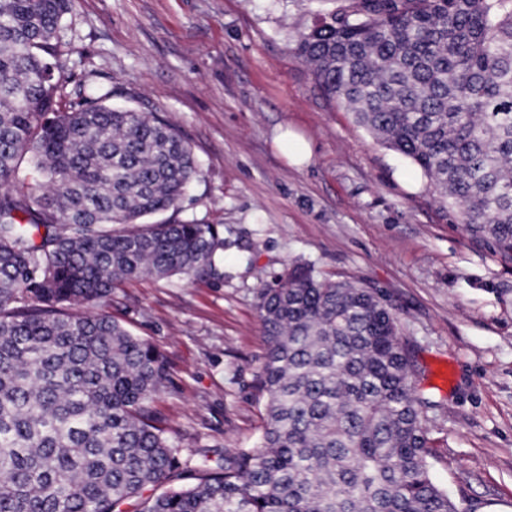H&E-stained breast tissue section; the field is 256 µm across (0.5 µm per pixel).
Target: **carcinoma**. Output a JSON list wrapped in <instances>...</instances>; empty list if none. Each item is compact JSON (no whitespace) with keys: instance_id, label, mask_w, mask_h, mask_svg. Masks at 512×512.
Instances as JSON below:
<instances>
[{"instance_id":"1","label":"carcinoma","mask_w":512,"mask_h":512,"mask_svg":"<svg viewBox=\"0 0 512 512\" xmlns=\"http://www.w3.org/2000/svg\"><path fill=\"white\" fill-rule=\"evenodd\" d=\"M70 2L0 0V512H457L397 319L309 262L257 292L258 445L169 443L149 407L165 358L79 306L129 279L223 277L224 230L140 224L187 195L192 147L110 90L65 91ZM322 2L339 6L296 45L316 83L512 263V0Z\"/></svg>"}]
</instances>
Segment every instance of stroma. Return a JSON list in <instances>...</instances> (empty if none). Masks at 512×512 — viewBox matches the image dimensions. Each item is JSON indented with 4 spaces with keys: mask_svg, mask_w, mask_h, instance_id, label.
I'll return each instance as SVG.
<instances>
[{
    "mask_svg": "<svg viewBox=\"0 0 512 512\" xmlns=\"http://www.w3.org/2000/svg\"><path fill=\"white\" fill-rule=\"evenodd\" d=\"M318 0H74L68 90L172 123L199 171L165 220L224 227V277L131 279L102 312L170 363L156 398L169 442L251 448L267 349L256 292L292 260L373 289L433 403L432 475L459 512H512V263L473 244L427 177L326 97L295 50ZM310 144L301 166L278 128Z\"/></svg>",
    "mask_w": 512,
    "mask_h": 512,
    "instance_id": "1",
    "label": "stroma"
}]
</instances>
